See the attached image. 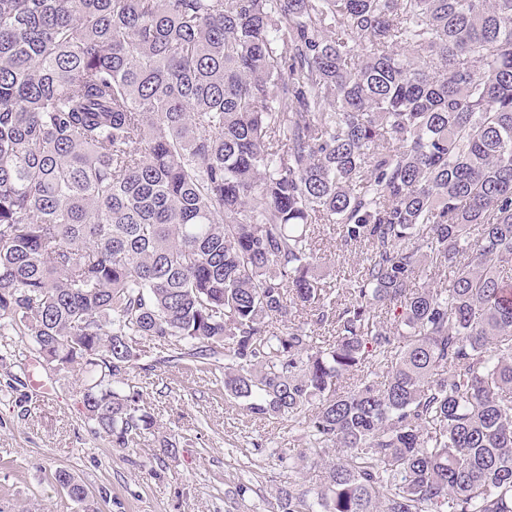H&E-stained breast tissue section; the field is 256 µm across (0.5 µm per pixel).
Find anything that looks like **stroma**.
Returning <instances> with one entry per match:
<instances>
[{"mask_svg":"<svg viewBox=\"0 0 512 512\" xmlns=\"http://www.w3.org/2000/svg\"><path fill=\"white\" fill-rule=\"evenodd\" d=\"M321 237L323 277L357 272V249L342 247L331 227ZM141 349L131 379L156 425L118 448L81 411L82 372L53 371L29 337L0 331V512H83L54 481L59 468L89 487L98 512H282L280 488L308 489L300 428L252 419L225 396L222 371L160 363L164 351L149 339Z\"/></svg>","mask_w":512,"mask_h":512,"instance_id":"stroma-1","label":"stroma"}]
</instances>
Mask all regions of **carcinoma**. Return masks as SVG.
I'll use <instances>...</instances> for the list:
<instances>
[{
  "label": "carcinoma",
  "mask_w": 512,
  "mask_h": 512,
  "mask_svg": "<svg viewBox=\"0 0 512 512\" xmlns=\"http://www.w3.org/2000/svg\"><path fill=\"white\" fill-rule=\"evenodd\" d=\"M509 290L512 0H0V330L113 444L150 338L303 427L284 512H512ZM333 226L329 224H324V229L322 226L320 228L321 236L323 240H319L320 242V251H318V256L320 258V262H322L321 274L323 277L327 278V281H333L338 276L339 278L348 277V275H353L354 272L360 268L359 266V250L354 249V247L345 248L340 245L339 239L336 233H333Z\"/></svg>",
  "instance_id": "carcinoma-1"
}]
</instances>
